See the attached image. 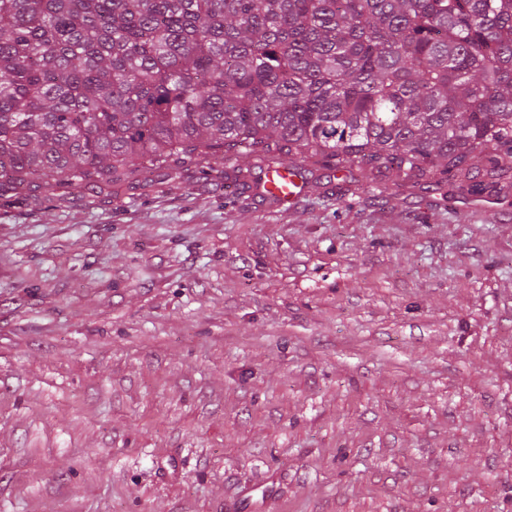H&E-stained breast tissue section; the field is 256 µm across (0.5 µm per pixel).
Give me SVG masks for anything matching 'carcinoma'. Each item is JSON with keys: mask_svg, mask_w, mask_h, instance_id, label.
<instances>
[{"mask_svg": "<svg viewBox=\"0 0 512 512\" xmlns=\"http://www.w3.org/2000/svg\"><path fill=\"white\" fill-rule=\"evenodd\" d=\"M482 195L512 172V0H0V199L231 162Z\"/></svg>", "mask_w": 512, "mask_h": 512, "instance_id": "obj_1", "label": "carcinoma"}]
</instances>
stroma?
<instances>
[{
    "mask_svg": "<svg viewBox=\"0 0 512 512\" xmlns=\"http://www.w3.org/2000/svg\"><path fill=\"white\" fill-rule=\"evenodd\" d=\"M339 185L0 203V512H512V189Z\"/></svg>",
    "mask_w": 512,
    "mask_h": 512,
    "instance_id": "35a3bbf8",
    "label": "stroma"
}]
</instances>
